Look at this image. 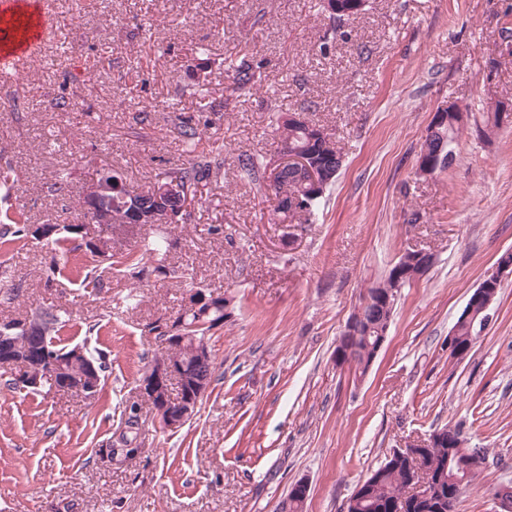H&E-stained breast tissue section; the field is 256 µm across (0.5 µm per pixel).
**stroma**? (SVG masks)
<instances>
[{
    "label": "stroma",
    "instance_id": "1",
    "mask_svg": "<svg viewBox=\"0 0 512 512\" xmlns=\"http://www.w3.org/2000/svg\"><path fill=\"white\" fill-rule=\"evenodd\" d=\"M57 25L20 63L30 91L0 78V158L18 181L0 213L31 224H77L85 169L119 172L141 190L186 162L172 119L197 123L200 146L224 141V165L205 202L172 229L167 263L139 300L116 274L82 288L52 276L53 245L0 253V320L32 310L68 314L61 344L106 356L93 400L10 387L0 367V512H275L298 479L304 512H344L358 486L396 448L446 424L487 449L457 512H498L512 484V275L488 327L461 359L448 334L470 295L512 250V123L487 126L512 100V0H369L334 32L318 0H47ZM111 47L97 73L84 68ZM208 46L213 87L224 58L258 62L264 85L198 112L192 50ZM142 69L131 93L118 74ZM74 109L62 112L56 99ZM460 103L469 119L443 170L418 172L433 113ZM297 112L331 133L343 156L330 190L295 229L273 220L263 189L243 180L239 154L274 150L273 112ZM67 188L50 192L57 170ZM224 227L223 237L209 234ZM410 248L435 254L402 290L386 341L364 378L337 367L336 344L366 288ZM229 298L208 341L212 382L191 422L161 432L140 410L141 454L99 456L137 400L156 354L150 322L176 316L190 291Z\"/></svg>",
    "mask_w": 512,
    "mask_h": 512
}]
</instances>
